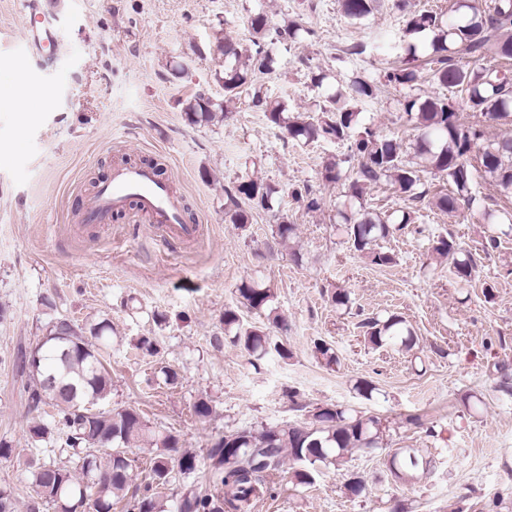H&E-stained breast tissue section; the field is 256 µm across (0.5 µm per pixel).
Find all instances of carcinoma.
Returning a JSON list of instances; mask_svg holds the SVG:
<instances>
[{
  "label": "carcinoma",
  "mask_w": 512,
  "mask_h": 512,
  "mask_svg": "<svg viewBox=\"0 0 512 512\" xmlns=\"http://www.w3.org/2000/svg\"><path fill=\"white\" fill-rule=\"evenodd\" d=\"M378 0H343L344 15L352 22L368 17ZM254 51L242 50L224 40V101L216 103L199 94L191 99L185 114L189 123L210 122L229 105L258 74L272 70V57L262 41L295 42L301 33L311 34L302 24L291 21L272 25L263 14L251 19ZM402 63L384 70L386 82L413 91L405 98L403 110L417 131L415 160H405L393 140L379 134L365 122L355 102L374 95L376 86L356 77L345 89L336 90L320 111L285 112L282 103L256 90L251 103L288 138L303 145L321 141H350V155L357 161L352 173L343 172L335 161L327 162L322 178L328 183L349 181L345 200L338 209L337 230L351 249L367 263L390 267L392 252L381 242L405 233L417 223L425 205L452 214L464 205L471 209L477 197L472 192L481 173L492 176L505 191H512V137L485 142L479 122L465 123L462 114L492 119H512V0H456L453 15L443 11L418 10L405 14L402 28ZM491 53L495 63L469 64L463 56ZM425 83L436 84L444 94L420 93ZM429 172L442 177L451 190L431 186L421 179ZM385 182L405 207L381 216L366 204L370 187ZM292 198L309 211L320 209V198L305 186L291 191ZM281 201L275 188L253 177L242 179L227 192L224 215L244 228L252 211L277 214ZM296 227L282 220L276 224L275 241L281 247L295 235ZM452 260L451 273L462 285L476 277L477 263L453 234L439 237L430 248V259ZM241 304L266 316L269 329L243 322L236 310L224 309V341L245 350L251 364L271 352L289 357L288 349L273 341L270 330H288V321L273 308L271 285L246 279L236 289ZM364 342L374 348L396 347L409 352L415 336L403 317H368L363 320ZM111 330L102 321L89 331L69 322L52 325L46 340L38 346L40 365L32 373L35 387L29 393L37 408L48 401L58 408L60 422L67 428L66 443L78 457L79 468L71 471L54 464H30L35 496L27 512H40L50 503L55 512H112L124 503L125 512H252L255 504L271 495L276 478L288 480L295 488L313 485L324 471L338 470L356 452L383 448L387 425L381 418L339 405L317 406L302 422L240 428L224 433L210 448L204 462V485L192 484L167 505L153 490L177 477H189L198 470L196 454L180 448L173 434L157 433L132 408L86 413L111 391L112 380L104 366L102 347ZM97 343H92L89 338ZM316 357L328 367L338 363L333 348L323 340L314 342ZM53 376L55 384L44 379ZM148 445L156 449L145 475L143 491H129L132 481L133 448ZM432 460L419 448H395L386 454L384 466L396 480L411 482L429 470Z\"/></svg>",
  "instance_id": "obj_1"
}]
</instances>
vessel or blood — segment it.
Here are the masks:
<instances>
[{"label": "vessel or blood", "mask_w": 512, "mask_h": 512, "mask_svg": "<svg viewBox=\"0 0 512 512\" xmlns=\"http://www.w3.org/2000/svg\"><path fill=\"white\" fill-rule=\"evenodd\" d=\"M23 13L29 18L25 36L28 53L52 63L58 46L52 14L41 0H24ZM131 206L151 218L168 244H192L204 234L203 225L190 224L184 219L182 199L171 183L160 178L152 167L143 165L114 166L111 178L99 185L82 218L90 224H101Z\"/></svg>", "instance_id": "obj_1"}]
</instances>
